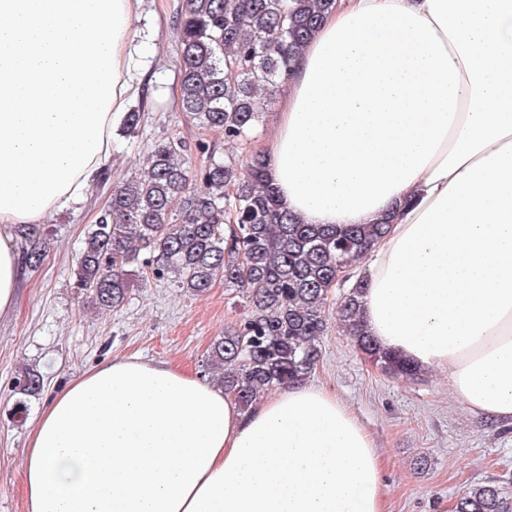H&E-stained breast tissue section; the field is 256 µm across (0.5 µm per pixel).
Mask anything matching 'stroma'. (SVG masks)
<instances>
[{
    "instance_id": "stroma-1",
    "label": "stroma",
    "mask_w": 512,
    "mask_h": 512,
    "mask_svg": "<svg viewBox=\"0 0 512 512\" xmlns=\"http://www.w3.org/2000/svg\"><path fill=\"white\" fill-rule=\"evenodd\" d=\"M184 5L185 0H141L133 43L157 50L135 57L142 84L129 106L141 110L144 121L133 136L115 135L112 158L86 198L47 220V256L41 267L25 271L15 311L0 317V512H25L22 462L47 396L122 355L166 361L203 377L212 342L243 312L220 281L197 295L149 279L135 283L123 306L104 312L74 284L73 263L88 228L113 188L139 173L156 143L185 140L196 165L209 156L242 164L272 131L268 115L250 141L229 144L223 133L180 112L175 20ZM320 348L309 380L334 391L374 436L385 460L388 512H453L463 492L512 475V427L469 414L453 398L447 374L387 375L333 322ZM24 366L43 373L40 395L23 399L16 393L15 377Z\"/></svg>"
}]
</instances>
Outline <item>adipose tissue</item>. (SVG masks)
<instances>
[{"mask_svg":"<svg viewBox=\"0 0 512 512\" xmlns=\"http://www.w3.org/2000/svg\"><path fill=\"white\" fill-rule=\"evenodd\" d=\"M140 0H0V316L13 230L81 201L138 92ZM269 183L306 224L388 231L365 330L512 424V0H336L294 57ZM373 436L301 381L242 412L168 363L113 358L50 396L26 512H386Z\"/></svg>","mask_w":512,"mask_h":512,"instance_id":"adipose-tissue-1","label":"adipose tissue"}]
</instances>
